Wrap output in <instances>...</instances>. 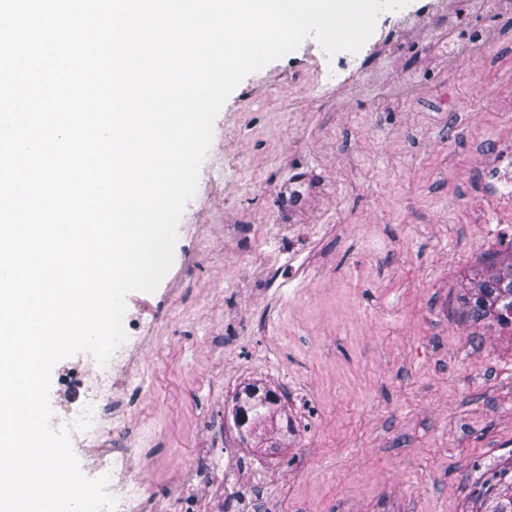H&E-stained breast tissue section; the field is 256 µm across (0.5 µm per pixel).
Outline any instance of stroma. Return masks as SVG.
I'll return each instance as SVG.
<instances>
[{
	"label": "stroma",
	"mask_w": 512,
	"mask_h": 512,
	"mask_svg": "<svg viewBox=\"0 0 512 512\" xmlns=\"http://www.w3.org/2000/svg\"><path fill=\"white\" fill-rule=\"evenodd\" d=\"M326 67L310 37L231 93L155 318H123L148 351L106 412L149 512H179L204 460L202 512H475L512 456V335L457 313L512 238L488 181L512 156V0H407L339 82ZM249 381L288 391L278 453L237 432Z\"/></svg>",
	"instance_id": "35a3bbf8"
}]
</instances>
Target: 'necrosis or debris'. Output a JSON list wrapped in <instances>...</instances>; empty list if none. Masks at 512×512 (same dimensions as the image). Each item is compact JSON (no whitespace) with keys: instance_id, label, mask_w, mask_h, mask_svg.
I'll return each instance as SVG.
<instances>
[{"instance_id":"obj_1","label":"necrosis or debris","mask_w":512,"mask_h":512,"mask_svg":"<svg viewBox=\"0 0 512 512\" xmlns=\"http://www.w3.org/2000/svg\"><path fill=\"white\" fill-rule=\"evenodd\" d=\"M144 346L143 337L130 336L117 347L106 365H98L90 356L81 359L67 376L81 393L78 405L67 402L53 412L52 424L58 427L73 423L81 408L91 407L90 427L73 431L71 442L78 448L93 449L94 455L84 473L90 478L108 475L107 492L114 501V512H142L145 502L142 479L131 465L129 449L104 438L105 403L112 395L113 383L130 373Z\"/></svg>"}]
</instances>
